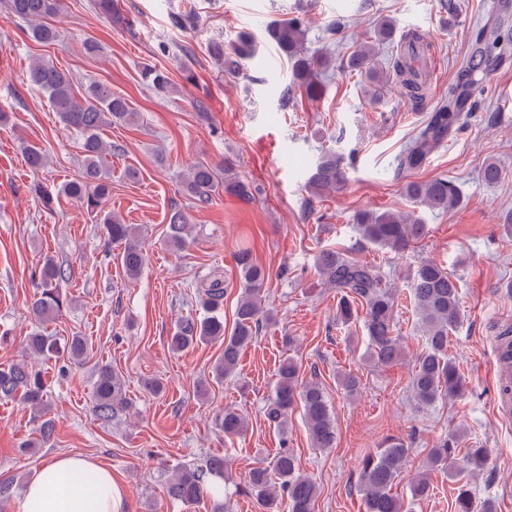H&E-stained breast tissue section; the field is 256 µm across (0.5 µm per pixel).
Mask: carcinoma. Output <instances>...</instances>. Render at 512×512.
I'll return each mask as SVG.
<instances>
[{
    "label": "carcinoma",
    "mask_w": 512,
    "mask_h": 512,
    "mask_svg": "<svg viewBox=\"0 0 512 512\" xmlns=\"http://www.w3.org/2000/svg\"><path fill=\"white\" fill-rule=\"evenodd\" d=\"M9 7L16 17L27 23L26 34L31 39L41 44L56 40L57 32L48 19L57 14L60 0H9ZM305 35L306 28L298 17L266 25L265 39L293 61V81L280 92V109L283 111L297 103L299 95L310 101L320 99L324 88L322 72L331 66L328 57L307 53ZM394 36V20L381 19L373 30V40L357 44L348 54L345 68L357 75L370 72L377 50L393 44ZM475 41L484 46L485 55L498 60L504 58L512 42L495 24L480 27ZM430 49L419 33L409 31L391 51L389 65L405 96L415 105H421L425 100V81L418 62L430 53ZM258 52V41L246 32L239 34L227 48L221 43L207 46L214 65L229 78L238 76L242 63L255 58ZM143 74L148 86L158 94L167 92L171 86L166 71L147 65ZM473 76L474 68L470 66L459 72L456 83L448 87V98L431 112L426 124L398 157L397 173L420 168L450 133L462 127L468 108L464 86L473 83ZM25 80L48 98L64 128L79 134L84 153L82 170L76 178L57 187L33 182L29 192L48 209L52 208L55 199L66 196L96 213L107 248H118L117 258L126 276L136 278L145 262L139 233L133 225L122 223L119 215L104 210L105 202L112 194V180L104 161L121 148L102 137L106 127L133 123L135 111L126 97L103 82L92 83L84 95H77L70 73L44 58L33 60ZM25 153L32 169L45 166L47 158L42 148L29 145ZM180 179L182 191L193 200L194 208L172 209L166 237L175 250H183L189 244L195 224L193 209L207 207L222 192L244 201L253 199L251 184L241 179L232 167L222 163L198 161ZM345 180L343 158L326 153L311 171L308 184L314 192L321 193L338 188ZM402 192L412 202L433 212H446L460 203L459 192L445 177L407 181ZM353 221L362 241L386 253H402L427 234V225L410 213L361 210L353 216ZM236 264L241 293L231 333L224 329L221 312L224 279L213 276L201 285L203 318L187 316L181 319L170 339L175 351L199 343H220V355L211 368L216 382L235 374L241 350L257 339L265 325L275 321L273 313L265 306L264 286L270 277L269 271L253 258L248 248L238 251ZM315 268L324 287L340 293L336 307L338 320L348 323L358 311L364 312L367 359L382 367L395 363L401 355V344L399 336L395 335L394 296L381 265L325 249L320 252ZM34 275L38 277L39 292L31 303V314L38 330L27 337L25 354L63 361L59 372L64 375L71 365L86 360L88 342L82 336L64 340L48 336L41 327L55 320L69 304L64 285L72 278V268L47 257ZM409 288L419 328L425 338V350L417 358L411 390L418 405L429 408L444 398L458 397L463 390L456 362L448 356V336L460 318L459 292L454 276L432 261L417 266ZM299 373L294 358L286 357L281 361L274 395L268 399L265 408V418L273 428L283 432L288 423V411L298 404L303 410L304 424L313 447L331 448L336 442V425L326 392L317 382H299ZM92 396L93 414L103 422L119 419L132 407L121 377L108 363L95 367ZM16 398L42 418L39 436L42 442H49L55 434L52 404L41 371L26 358L0 366V400ZM214 424L230 439L240 437L246 431L243 416L234 408L217 413ZM453 445V439L445 438L429 450L426 464L413 482L412 499L421 500L432 494L431 474L437 469H446L454 477L485 466L487 457L483 449L471 448L458 456ZM410 451L411 445L406 440L389 438L376 454L365 458L359 481L366 512H411L392 494L394 481ZM225 479L224 457L213 455L196 467L182 466L171 471L166 478V492L171 499L189 505L206 499L210 502V512H224V500L212 496L211 486ZM246 488L268 512H278L283 499L288 501V512H313L317 498L316 483L299 471L296 455L287 448L281 449L270 461H259L251 467L246 475Z\"/></svg>",
    "instance_id": "carcinoma-1"
}]
</instances>
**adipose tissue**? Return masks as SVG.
Segmentation results:
<instances>
[{"instance_id":"obj_1","label":"adipose tissue","mask_w":512,"mask_h":512,"mask_svg":"<svg viewBox=\"0 0 512 512\" xmlns=\"http://www.w3.org/2000/svg\"><path fill=\"white\" fill-rule=\"evenodd\" d=\"M92 471L95 484L78 482L77 474ZM122 497L110 469L76 455L49 459L11 502L10 512H121Z\"/></svg>"}]
</instances>
